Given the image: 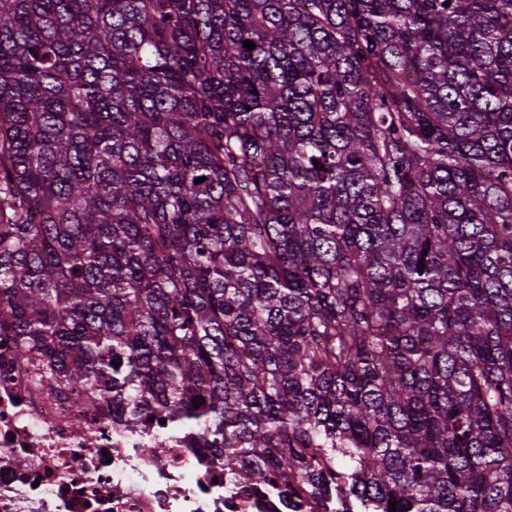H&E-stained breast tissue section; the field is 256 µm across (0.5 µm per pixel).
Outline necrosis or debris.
Wrapping results in <instances>:
<instances>
[{"mask_svg":"<svg viewBox=\"0 0 512 512\" xmlns=\"http://www.w3.org/2000/svg\"><path fill=\"white\" fill-rule=\"evenodd\" d=\"M223 467L167 425L118 422L94 390L36 382L0 342V512H288L241 492Z\"/></svg>","mask_w":512,"mask_h":512,"instance_id":"1","label":"necrosis or debris"}]
</instances>
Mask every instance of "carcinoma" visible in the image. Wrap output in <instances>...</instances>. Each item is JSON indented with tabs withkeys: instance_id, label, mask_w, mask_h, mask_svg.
<instances>
[{
	"instance_id": "1",
	"label": "carcinoma",
	"mask_w": 512,
	"mask_h": 512,
	"mask_svg": "<svg viewBox=\"0 0 512 512\" xmlns=\"http://www.w3.org/2000/svg\"><path fill=\"white\" fill-rule=\"evenodd\" d=\"M0 336L294 512H512V0H0Z\"/></svg>"
}]
</instances>
